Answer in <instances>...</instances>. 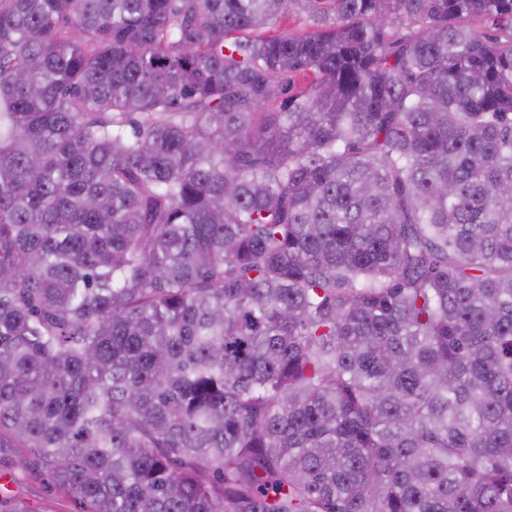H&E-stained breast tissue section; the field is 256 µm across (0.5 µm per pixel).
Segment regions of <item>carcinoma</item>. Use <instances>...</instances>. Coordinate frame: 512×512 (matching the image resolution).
<instances>
[{
	"instance_id": "carcinoma-1",
	"label": "carcinoma",
	"mask_w": 512,
	"mask_h": 512,
	"mask_svg": "<svg viewBox=\"0 0 512 512\" xmlns=\"http://www.w3.org/2000/svg\"><path fill=\"white\" fill-rule=\"evenodd\" d=\"M1 448L86 512H512V0H0Z\"/></svg>"
}]
</instances>
